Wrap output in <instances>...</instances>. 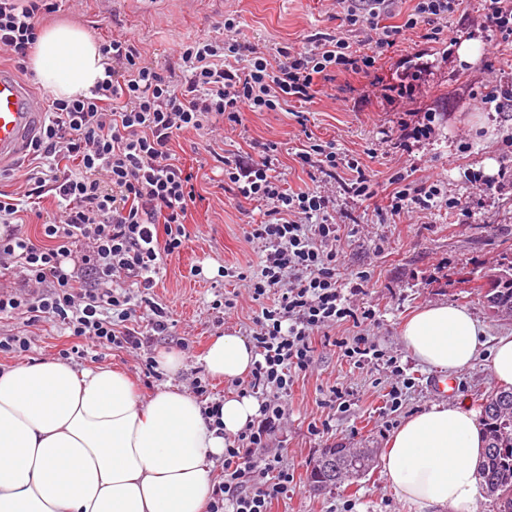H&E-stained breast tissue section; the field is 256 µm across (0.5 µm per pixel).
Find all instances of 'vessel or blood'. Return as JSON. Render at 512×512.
Segmentation results:
<instances>
[{
  "mask_svg": "<svg viewBox=\"0 0 512 512\" xmlns=\"http://www.w3.org/2000/svg\"><path fill=\"white\" fill-rule=\"evenodd\" d=\"M45 118L40 100L0 69V164L19 157Z\"/></svg>",
  "mask_w": 512,
  "mask_h": 512,
  "instance_id": "1",
  "label": "vessel or blood"
}]
</instances>
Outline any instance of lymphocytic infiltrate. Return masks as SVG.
Returning <instances> with one entry per match:
<instances>
[{
  "instance_id": "obj_1",
  "label": "lymphocytic infiltrate",
  "mask_w": 512,
  "mask_h": 512,
  "mask_svg": "<svg viewBox=\"0 0 512 512\" xmlns=\"http://www.w3.org/2000/svg\"><path fill=\"white\" fill-rule=\"evenodd\" d=\"M64 2L0 0V58L26 72L43 20ZM224 30L182 44L165 66L133 37L111 34L100 43L104 79L87 94L49 98L48 122L28 148L26 193H0V318L54 322L102 348L141 353L169 328L150 293L164 258L190 238L187 218L197 198L175 140L242 123L247 112L276 111L291 98L311 101L317 80L364 70L392 44L388 29L366 53L328 35L282 48L274 63L240 38L236 19H225ZM257 149L255 159L225 158L224 181L234 197L266 207L263 220L245 232L262 246L260 270L250 280L262 308L247 333L256 355L247 386L260 400L259 414L225 437L222 474L205 512H273L286 495L294 475L269 441L314 362L319 334L351 324L352 335L332 344L355 368L384 356L366 332L372 312L352 302L368 276L340 272L339 227L323 218L327 199L286 186L273 171L275 144ZM49 192L56 208L46 214L37 202ZM33 217L41 224L38 243L23 230ZM9 274L16 282L8 286Z\"/></svg>"
}]
</instances>
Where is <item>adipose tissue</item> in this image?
<instances>
[{"label":"adipose tissue","instance_id":"obj_1","mask_svg":"<svg viewBox=\"0 0 512 512\" xmlns=\"http://www.w3.org/2000/svg\"><path fill=\"white\" fill-rule=\"evenodd\" d=\"M29 64L58 97L87 93L104 77L98 41L66 23L41 31ZM401 338L417 360L442 371L466 369L487 353L492 376L512 387V336L486 343L468 310L427 307ZM254 360L233 334L215 337L204 356L207 371L227 380L247 375ZM258 410L253 398H226L217 429L172 385L144 402L118 370L52 359L18 365L0 373V512H203L209 462ZM484 445L469 402L435 404L403 421L382 466L416 512H474Z\"/></svg>","mask_w":512,"mask_h":512}]
</instances>
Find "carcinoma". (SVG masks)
<instances>
[{"instance_id":"carcinoma-1","label":"carcinoma","mask_w":512,"mask_h":512,"mask_svg":"<svg viewBox=\"0 0 512 512\" xmlns=\"http://www.w3.org/2000/svg\"><path fill=\"white\" fill-rule=\"evenodd\" d=\"M458 274L467 276L491 316L512 309V248L493 267L480 273L461 269ZM490 277L494 280L492 288L487 287ZM480 418L486 436L480 478L483 485L495 489L496 512H512V390L489 395L481 406ZM374 465L372 456L354 457L344 448H325L310 471V489H331L344 477L353 484L368 475Z\"/></svg>"}]
</instances>
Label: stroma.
Instances as JSON below:
<instances>
[{
    "label": "stroma",
    "instance_id": "stroma-1",
    "mask_svg": "<svg viewBox=\"0 0 512 512\" xmlns=\"http://www.w3.org/2000/svg\"><path fill=\"white\" fill-rule=\"evenodd\" d=\"M228 18L240 21L244 39L272 54L303 45L316 33L344 37L356 48L370 35L368 27H348L336 0H72L50 21L92 30L98 39L124 30L148 57L170 63L179 44L215 32ZM483 20L481 0H465L444 22L439 42L428 41L430 25L418 23L396 37L370 72L337 73L312 102L246 113L241 124L225 122L216 136L189 131L180 137L176 152L197 173L199 198L191 209L189 242L165 260L156 277L152 298L167 308L172 326L154 338L150 350L154 357L180 351V375L150 377L144 357L67 336L51 322L29 327L19 317L0 320V336L26 331L31 347L21 357L0 351V371L62 355L80 369L122 370L144 401L170 382L191 390L195 378L207 375L203 355L211 337L243 335L260 309L249 298L247 278L259 270L261 248L246 241L245 231L262 219L265 208L223 190L224 160L252 153L254 142H276L275 170L291 190L310 189L328 198V213L339 226L342 272L369 277L365 294L357 298L359 306L376 313L369 333L398 359L414 385L397 412L385 413L396 381L390 368L357 369L336 347L317 345L313 367L296 383L288 404L281 448L295 481L274 512H337L347 501L353 512H415L398 499L378 466L353 485L320 494L310 490L308 477L328 446L384 455L395 426L442 399L428 386L435 368L414 359L401 340L403 323L416 311L448 303L471 311L487 338L512 335V318L489 315L454 275L463 266L478 270L496 264L503 248L512 245V102L502 101L503 92H512V39ZM475 36L483 42L480 56L459 63V44ZM428 114L434 117L432 134L401 145L402 121ZM321 142L336 148L335 176L300 160L310 144ZM353 163L369 175L372 195L352 188ZM479 173L492 179L491 187L476 186L473 177ZM433 184L441 190L436 207L400 214L391 209L396 188L414 191ZM228 291L238 293V306L224 315L212 303ZM456 379L457 389L445 398L451 402L467 400L477 407L499 388L481 356ZM334 386L352 389L348 411L333 414L324 405ZM325 420L331 423L328 434L312 435L311 426Z\"/></svg>",
    "mask_w": 512,
    "mask_h": 512
}]
</instances>
